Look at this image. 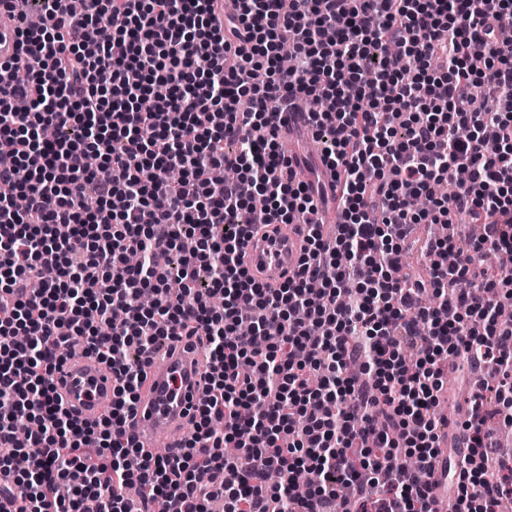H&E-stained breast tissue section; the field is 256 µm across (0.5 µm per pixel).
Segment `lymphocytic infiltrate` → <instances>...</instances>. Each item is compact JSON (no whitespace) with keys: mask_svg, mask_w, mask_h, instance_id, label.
Wrapping results in <instances>:
<instances>
[{"mask_svg":"<svg viewBox=\"0 0 512 512\" xmlns=\"http://www.w3.org/2000/svg\"><path fill=\"white\" fill-rule=\"evenodd\" d=\"M69 2L0 0L47 17L0 63V445L34 423L0 457V495L25 512H435L395 462L438 455L442 364L460 357L480 383L456 512H503L512 468L485 477L482 393L511 426L512 275L483 259L512 252V0H235L227 17L218 0ZM311 96L335 102L309 115L344 184L329 237L270 119ZM224 166L234 178L211 181ZM459 171L452 194L410 208ZM462 215L466 239L431 237L428 275L401 274L412 226ZM296 218L301 268L264 287L241 264L251 229ZM176 276L191 287L171 293ZM116 308L125 321L100 335ZM182 336L205 340L208 389L179 454H147L125 419ZM79 348L117 379L92 423L55 384ZM302 470L317 481L298 498Z\"/></svg>","mask_w":512,"mask_h":512,"instance_id":"obj_1","label":"lymphocytic infiltrate"}]
</instances>
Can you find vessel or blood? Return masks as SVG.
<instances>
[{"label": "vessel or blood", "mask_w": 512, "mask_h": 512, "mask_svg": "<svg viewBox=\"0 0 512 512\" xmlns=\"http://www.w3.org/2000/svg\"><path fill=\"white\" fill-rule=\"evenodd\" d=\"M19 22L8 11L0 12V63L14 61L18 55ZM308 127L307 113L301 105L280 112L276 133L281 143L290 144ZM298 180L319 183L328 195H336L340 187L335 172L325 164L316 171L306 167L296 170ZM305 246L301 225L258 224L244 249L243 263L258 282L269 288L280 287L300 268ZM207 360L205 350L196 343H174L159 362L148 369L146 385L137 408L127 419L126 430L140 448L157 451L171 444L189 426L195 405L205 390L202 377ZM59 393L66 404L83 421H96L112 403L115 379L111 372L94 360L74 356L56 372ZM441 453L431 464V480L435 482L437 512H446L448 492L440 480L444 468L466 452L457 436L455 423L445 420L439 425Z\"/></svg>", "instance_id": "b4317fda"}]
</instances>
